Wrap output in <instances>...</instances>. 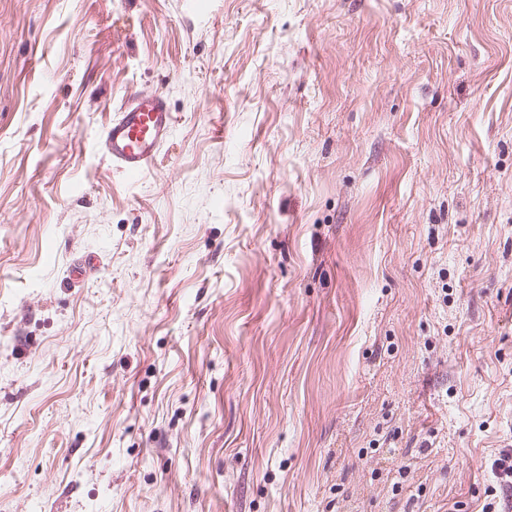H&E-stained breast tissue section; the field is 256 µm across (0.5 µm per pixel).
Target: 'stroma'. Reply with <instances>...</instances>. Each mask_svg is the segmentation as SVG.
Here are the masks:
<instances>
[{"instance_id":"obj_1","label":"stroma","mask_w":512,"mask_h":512,"mask_svg":"<svg viewBox=\"0 0 512 512\" xmlns=\"http://www.w3.org/2000/svg\"><path fill=\"white\" fill-rule=\"evenodd\" d=\"M506 456L512 0H0V512H483ZM176 116L165 94L157 89L121 104L98 140L102 156L128 175L152 168L170 142Z\"/></svg>"}]
</instances>
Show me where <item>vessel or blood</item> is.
<instances>
[{
	"instance_id": "vessel-or-blood-1",
	"label": "vessel or blood",
	"mask_w": 512,
	"mask_h": 512,
	"mask_svg": "<svg viewBox=\"0 0 512 512\" xmlns=\"http://www.w3.org/2000/svg\"><path fill=\"white\" fill-rule=\"evenodd\" d=\"M176 116L165 94L148 90L121 104L98 140L102 156L128 175L152 168L170 142Z\"/></svg>"
}]
</instances>
